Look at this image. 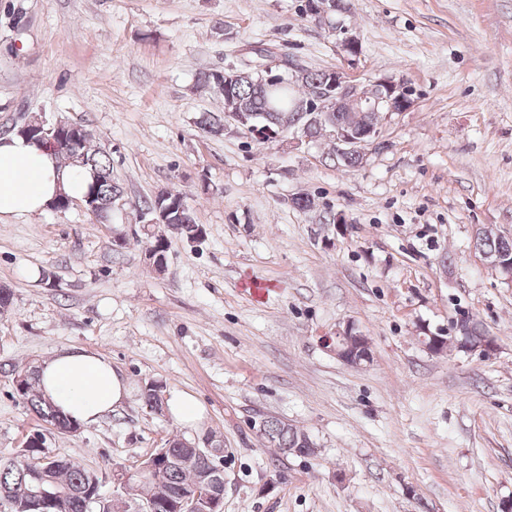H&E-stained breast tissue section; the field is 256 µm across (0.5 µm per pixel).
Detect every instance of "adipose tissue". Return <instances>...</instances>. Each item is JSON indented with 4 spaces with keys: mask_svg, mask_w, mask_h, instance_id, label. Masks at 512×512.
I'll list each match as a JSON object with an SVG mask.
<instances>
[{
    "mask_svg": "<svg viewBox=\"0 0 512 512\" xmlns=\"http://www.w3.org/2000/svg\"><path fill=\"white\" fill-rule=\"evenodd\" d=\"M89 179V173L61 165L47 146L13 133L0 137V217L38 214L62 190L81 196ZM38 375L44 396L87 426L120 409L131 393L110 359L77 347L42 361Z\"/></svg>",
    "mask_w": 512,
    "mask_h": 512,
    "instance_id": "1",
    "label": "adipose tissue"
}]
</instances>
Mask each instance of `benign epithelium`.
<instances>
[{"label":"benign epithelium","instance_id":"obj_1","mask_svg":"<svg viewBox=\"0 0 512 512\" xmlns=\"http://www.w3.org/2000/svg\"><path fill=\"white\" fill-rule=\"evenodd\" d=\"M305 8L308 15L315 21L326 22L329 16L340 12L339 0H305ZM336 30L342 34L339 41L341 51L348 60L353 61L359 54V39L349 33V28L341 23H336ZM285 72L288 81L294 82L302 75V68L290 61L272 60L268 63L257 65L254 72L263 77L271 73L272 69ZM410 105V99L405 87L393 80L380 78L366 83L352 81L343 70L332 69L327 74L326 89H322L314 96V101H299L295 109L299 112H307L310 121L322 122L331 116L333 112L348 113V120L329 125L323 134L332 138L336 144V161H344L354 156L358 161H363L365 150L369 147L376 148L379 142L380 114H394L405 111ZM40 125L48 126L44 134L49 136L48 143L52 147L68 143V137L75 130L71 125H65L60 121L47 124L40 120ZM224 129H233L246 134L255 142L267 143L270 141L287 142L289 147L298 149L310 142L307 126L300 125L298 120H290L283 117V121L277 123V130L263 126L258 121L256 114L245 107H239L224 113ZM123 206V202L109 201L103 205L96 202L81 204V207L99 216L104 224L112 223V209ZM483 259L486 265L499 273L504 280L512 282V258L501 253H485ZM470 325H460V335L454 337L458 347L467 351H481L489 353L494 349L492 340L487 339L478 344L468 342ZM371 347L370 338L362 333L354 331L347 325L336 333V356L351 367L361 366V358L357 357L358 350ZM128 473L122 469L112 472L114 490L112 498L97 496L93 499L97 512H143L142 504H130L120 497L118 489L123 485ZM224 473L221 468H216L207 473L201 485L193 492L186 495L178 505L179 512H224Z\"/></svg>","mask_w":512,"mask_h":512}]
</instances>
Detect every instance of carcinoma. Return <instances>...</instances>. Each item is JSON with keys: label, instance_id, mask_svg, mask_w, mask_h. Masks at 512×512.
I'll use <instances>...</instances> for the list:
<instances>
[{"label": "carcinoma", "instance_id": "carcinoma-1", "mask_svg": "<svg viewBox=\"0 0 512 512\" xmlns=\"http://www.w3.org/2000/svg\"><path fill=\"white\" fill-rule=\"evenodd\" d=\"M303 94L302 86L288 81H279L273 88L266 81L254 75H247L235 81L225 90L224 107L231 108L245 104L249 111L271 128L280 113L288 112L294 101ZM84 135L72 144L61 146L56 154L66 164L85 169L91 177L84 196H95L100 202L122 193L120 186L112 182V160L106 151L91 146L93 133L82 126ZM168 205L167 229L164 233H175L182 238L195 239L203 233V227L196 223L186 195L177 190L173 198L165 201ZM475 247L484 252H511L512 238L490 232L475 240ZM13 376H25V381L14 387L15 395L26 409L38 420L50 424L59 435H70L81 428V424L63 414L38 391L36 370L31 367L12 370ZM143 407L155 413H163L165 400L161 387L146 383L141 392ZM40 433L30 435L22 452L0 454V492L8 491L14 499L24 501L28 492L41 485L54 495L53 507L36 508L32 512H90L92 502L99 490L102 478L95 472L56 456H49L41 448ZM263 437L284 455L309 456L315 453V443L305 430L270 418L263 428ZM188 441L174 436L165 441V454L154 461L156 473L162 482V500L157 512H174L172 505L185 497L196 479L217 465L219 455L209 451L197 455L187 447Z\"/></svg>", "mask_w": 512, "mask_h": 512}]
</instances>
